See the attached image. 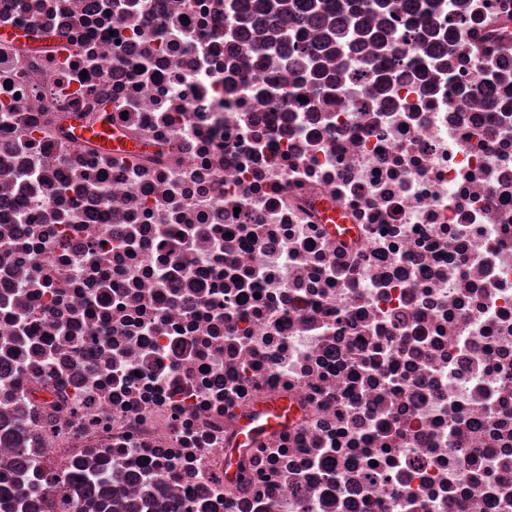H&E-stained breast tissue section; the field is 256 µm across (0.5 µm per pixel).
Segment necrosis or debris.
<instances>
[{
	"mask_svg": "<svg viewBox=\"0 0 512 512\" xmlns=\"http://www.w3.org/2000/svg\"><path fill=\"white\" fill-rule=\"evenodd\" d=\"M432 2L419 74L353 43L322 91L224 0H0L59 37L0 43V476L37 512L111 462L139 512H512V0ZM104 109L149 150L76 144ZM290 415L291 410L287 399L282 397L271 398L255 419L245 422L242 437L256 438L270 432L288 421Z\"/></svg>",
	"mask_w": 512,
	"mask_h": 512,
	"instance_id": "necrosis-or-debris-1",
	"label": "necrosis or debris"
}]
</instances>
